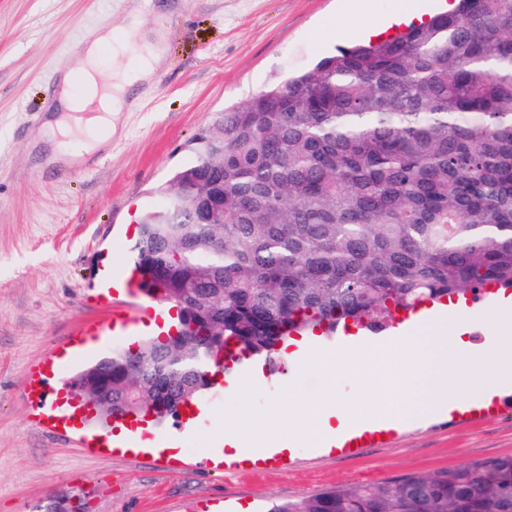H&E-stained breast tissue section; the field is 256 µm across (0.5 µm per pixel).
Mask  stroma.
<instances>
[{"mask_svg":"<svg viewBox=\"0 0 512 512\" xmlns=\"http://www.w3.org/2000/svg\"><path fill=\"white\" fill-rule=\"evenodd\" d=\"M399 0H0V512H43L62 497H85L90 512H267L350 484L431 473L512 454V410L479 421L439 411L348 454L298 443L271 458L214 461L224 445L220 412L232 387L201 402L197 432L179 458L120 452L29 428L35 394L29 368L67 353L79 325L121 307L135 319L123 338L101 341L98 359L151 339L168 311L142 292L105 296L95 277L132 267L138 215L159 202L158 186L185 162L187 143L225 108L308 70L339 47L404 24ZM161 34L153 78L118 115L121 136L89 161L43 166L33 146L77 47L107 26L123 52L100 63L109 76L139 65L131 15Z\"/></svg>","mask_w":512,"mask_h":512,"instance_id":"1","label":"stroma"}]
</instances>
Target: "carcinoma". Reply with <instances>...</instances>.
<instances>
[{
    "label": "carcinoma",
    "instance_id": "cac0c4a2",
    "mask_svg": "<svg viewBox=\"0 0 512 512\" xmlns=\"http://www.w3.org/2000/svg\"><path fill=\"white\" fill-rule=\"evenodd\" d=\"M132 247L176 335L118 349L70 383L100 426L164 423L289 337L377 331L427 302L512 288V0L455 8L342 48L220 114L187 145ZM224 186V223L192 201ZM270 512H512V454Z\"/></svg>",
    "mask_w": 512,
    "mask_h": 512
}]
</instances>
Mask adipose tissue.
Wrapping results in <instances>:
<instances>
[{
	"mask_svg": "<svg viewBox=\"0 0 512 512\" xmlns=\"http://www.w3.org/2000/svg\"><path fill=\"white\" fill-rule=\"evenodd\" d=\"M141 66L123 72L117 80L105 79L99 71L100 61L119 54L111 30L103 29L79 47L78 73H64L53 113L44 124L40 140L41 153L47 162H73L91 155L111 140L117 132L116 120L126 105L131 88L151 77L162 52L161 38H144ZM87 132L79 149H71L69 134Z\"/></svg>",
	"mask_w": 512,
	"mask_h": 512,
	"instance_id": "1",
	"label": "adipose tissue"
}]
</instances>
